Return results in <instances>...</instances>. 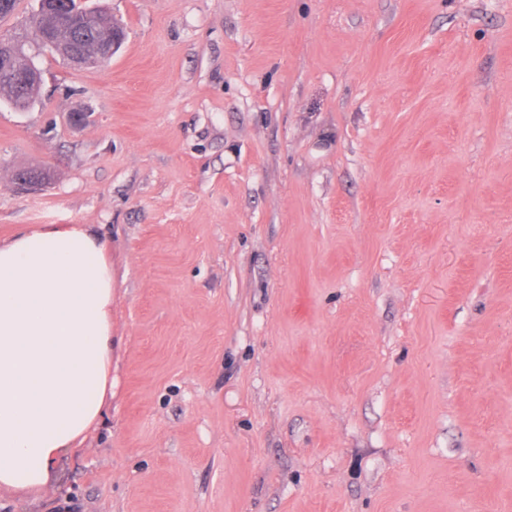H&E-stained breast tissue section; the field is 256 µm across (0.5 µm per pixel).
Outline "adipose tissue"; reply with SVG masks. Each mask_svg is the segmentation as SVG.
<instances>
[{
    "label": "adipose tissue",
    "mask_w": 512,
    "mask_h": 512,
    "mask_svg": "<svg viewBox=\"0 0 512 512\" xmlns=\"http://www.w3.org/2000/svg\"><path fill=\"white\" fill-rule=\"evenodd\" d=\"M112 262L82 224L0 241V488L44 491L112 391Z\"/></svg>",
    "instance_id": "obj_1"
}]
</instances>
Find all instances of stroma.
<instances>
[{
  "mask_svg": "<svg viewBox=\"0 0 512 512\" xmlns=\"http://www.w3.org/2000/svg\"><path fill=\"white\" fill-rule=\"evenodd\" d=\"M99 4L0 240L106 242L112 401L0 512H512V0ZM106 14L101 16L92 25H86L84 29L80 25L71 29L64 34L65 37L69 38H84L85 46L87 49H94L96 44L104 38L107 34H111L112 28V17Z\"/></svg>",
  "mask_w": 512,
  "mask_h": 512,
  "instance_id": "obj_1",
  "label": "stroma"
}]
</instances>
